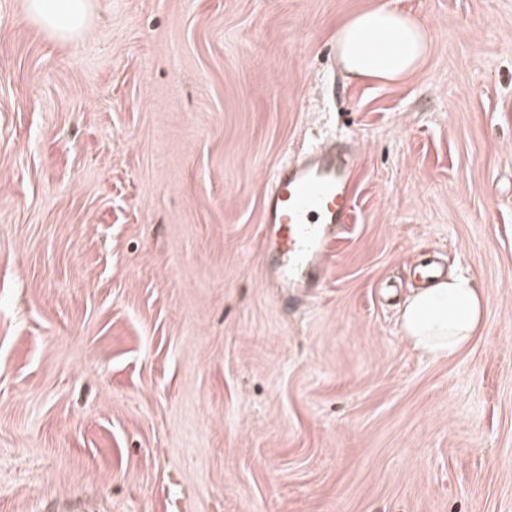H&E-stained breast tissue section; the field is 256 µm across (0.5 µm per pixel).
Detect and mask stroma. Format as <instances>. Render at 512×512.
<instances>
[{
    "label": "stroma",
    "mask_w": 512,
    "mask_h": 512,
    "mask_svg": "<svg viewBox=\"0 0 512 512\" xmlns=\"http://www.w3.org/2000/svg\"><path fill=\"white\" fill-rule=\"evenodd\" d=\"M426 61L353 80L386 2ZM357 155L320 293L266 285L285 160ZM485 297L432 359L422 257ZM0 512H512V0H0ZM92 0H28V18L50 37L73 40L89 27L93 17ZM423 22L382 5L355 15L336 33V49L346 71L355 77L397 80L415 72L428 49ZM380 42L384 51L368 50Z\"/></svg>",
    "instance_id": "obj_1"
}]
</instances>
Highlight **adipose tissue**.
I'll return each instance as SVG.
<instances>
[{
  "label": "adipose tissue",
  "instance_id": "1",
  "mask_svg": "<svg viewBox=\"0 0 512 512\" xmlns=\"http://www.w3.org/2000/svg\"><path fill=\"white\" fill-rule=\"evenodd\" d=\"M31 22L50 37L72 40L89 27L91 0H27ZM423 22L383 5L350 18L336 33V49L353 76L397 80L415 72L428 49ZM484 300L472 278L452 275L407 300L399 321L404 339L431 358H445L477 332Z\"/></svg>",
  "mask_w": 512,
  "mask_h": 512
}]
</instances>
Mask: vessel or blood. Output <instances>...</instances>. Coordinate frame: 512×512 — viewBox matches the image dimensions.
<instances>
[{
    "instance_id": "1",
    "label": "vessel or blood",
    "mask_w": 512,
    "mask_h": 512,
    "mask_svg": "<svg viewBox=\"0 0 512 512\" xmlns=\"http://www.w3.org/2000/svg\"><path fill=\"white\" fill-rule=\"evenodd\" d=\"M353 155L341 144L317 147L281 164L262 198L267 279L288 307L323 287L329 248L354 208Z\"/></svg>"
}]
</instances>
